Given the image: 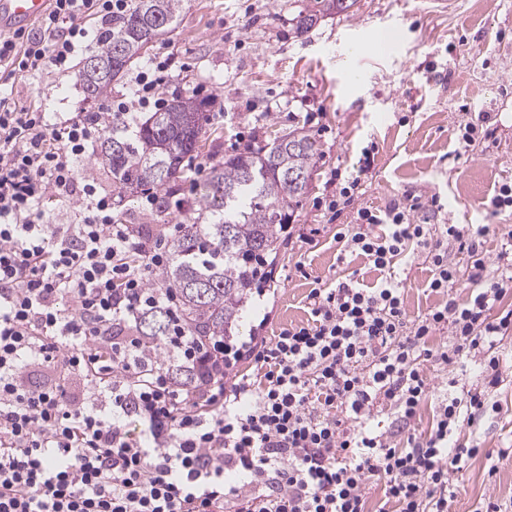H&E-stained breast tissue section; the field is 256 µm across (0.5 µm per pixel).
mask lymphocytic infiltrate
Segmentation results:
<instances>
[{"label":"lymphocytic infiltrate","mask_w":512,"mask_h":512,"mask_svg":"<svg viewBox=\"0 0 512 512\" xmlns=\"http://www.w3.org/2000/svg\"><path fill=\"white\" fill-rule=\"evenodd\" d=\"M129 6L52 0L38 32L0 35V512H366L374 480L396 512H451L450 476L479 452L457 434L502 380L512 232L491 261L487 226L418 221L414 204L359 207L335 238L379 282L312 289L305 323L198 350L173 295L151 286L170 260L164 234L118 222L112 194L74 169L103 120L130 126L166 106L172 60L148 62L129 96L105 99L94 116L52 120L3 91L19 78L69 73ZM53 200L72 205L73 223L48 222ZM452 252L467 259L463 303ZM405 258L427 262L428 287L443 296L413 319L394 275ZM161 303L170 329L150 349L136 322ZM437 335L446 343L433 352L426 343ZM246 355L264 366L262 382L225 381V364ZM428 356L477 368L480 381L449 380L434 428L399 448L371 422L384 404L403 422L415 418L430 390L420 370ZM174 366L200 371L191 392L207 408L187 401Z\"/></svg>","instance_id":"1"}]
</instances>
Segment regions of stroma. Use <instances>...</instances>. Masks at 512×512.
Returning <instances> with one entry per match:
<instances>
[{"label": "stroma", "instance_id": "stroma-1", "mask_svg": "<svg viewBox=\"0 0 512 512\" xmlns=\"http://www.w3.org/2000/svg\"><path fill=\"white\" fill-rule=\"evenodd\" d=\"M294 0H184L175 30L150 43L137 67L177 53L180 70L167 98L207 100V144L222 153L273 142L298 129L315 138L321 151L308 193L290 212L293 224H319L317 240L281 241L273 280L264 297H251L235 329L239 338L274 336L305 322L312 288L334 287L345 278L372 284L378 274L361 260L341 257L337 225L353 223L349 206L329 215L334 193L360 177V204L382 208L411 197L436 198L435 224H485L487 257H495L512 231V208L495 209L492 198L512 186V0H359L355 15L325 18L308 34L291 24ZM393 34L386 56L366 46L377 32ZM14 99L46 112H78L82 94L77 70L57 77L15 83ZM490 117L491 139L463 150L459 126ZM372 170L359 175L363 153ZM425 264L401 263L409 317L438 301L426 283ZM502 380L487 388L489 406L477 433L462 431L463 443L480 453L453 473L457 495L452 512H476L495 496L512 506V336L500 347ZM423 369L434 385L410 426L393 408L380 411L381 430L405 446L408 430L429 433L436 408L455 370L428 360ZM495 477H488L489 465Z\"/></svg>", "mask_w": 512, "mask_h": 512}]
</instances>
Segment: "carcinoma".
Segmentation results:
<instances>
[{"label":"carcinoma","mask_w":512,"mask_h":512,"mask_svg":"<svg viewBox=\"0 0 512 512\" xmlns=\"http://www.w3.org/2000/svg\"><path fill=\"white\" fill-rule=\"evenodd\" d=\"M358 0H310L291 18L295 33H308L322 19L353 15ZM183 0H133L130 11L112 19L110 43L78 62L84 101L95 104L112 92L148 45L175 28ZM112 54L111 70H96L94 59ZM202 106L193 98H176L160 112H141L132 129L112 122L93 158L112 173L118 193L153 187L164 196L184 172L183 163L198 152L204 136ZM318 146L310 136L291 131L273 143L248 147L215 162L198 184L194 216L168 239L170 262L155 279L177 297L183 325L207 345L232 336L239 311L257 287L261 273L254 257H275L280 225L287 211L308 193ZM139 336L154 344L166 335V308L143 312Z\"/></svg>","instance_id":"obj_1"}]
</instances>
